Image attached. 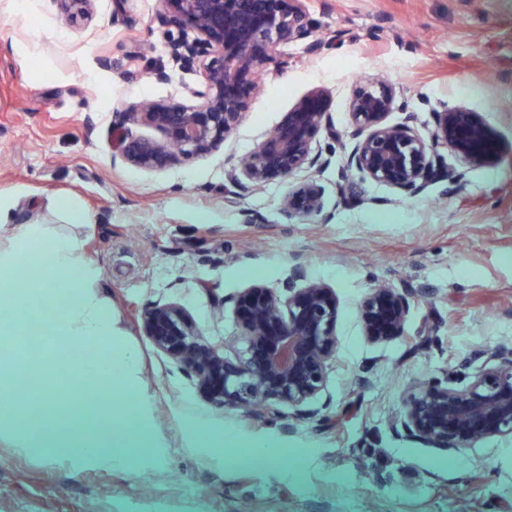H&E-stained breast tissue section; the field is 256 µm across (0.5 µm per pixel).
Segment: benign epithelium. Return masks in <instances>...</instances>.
<instances>
[{"label": "benign epithelium", "instance_id": "benign-epithelium-1", "mask_svg": "<svg viewBox=\"0 0 512 512\" xmlns=\"http://www.w3.org/2000/svg\"><path fill=\"white\" fill-rule=\"evenodd\" d=\"M66 22L85 19L92 0H60ZM160 23L179 36L169 40L171 60L183 69L203 67L204 84L192 92L194 104L171 99L143 101L115 111L114 149L123 161L148 169L209 153L243 120L261 74L288 66L280 47L304 41L310 54L326 43L314 37L315 23L303 0H160ZM396 93L385 80L358 85L349 120L356 142L341 169V190L356 172L402 197H416L438 183L461 182L470 167L499 157V142L482 113L464 105L433 113L423 134L414 113L388 122ZM156 130L138 137L128 125ZM337 141L324 94L313 90L285 113L280 123L228 176L236 192L304 172L281 203L292 220L320 214L324 190L313 153L320 132ZM453 156L458 165L448 163ZM416 290L383 285L360 304L364 336L377 343L404 334ZM242 347L224 352L207 340L180 304L155 303L143 309L141 329L152 344L213 404L260 418L286 405L301 419L316 418L330 405L328 369L338 347L336 292L295 264L278 287L254 284L232 296ZM479 365L462 387L417 381L407 393L393 430L450 451L470 448L492 436H512V347L502 345L476 357Z\"/></svg>", "mask_w": 512, "mask_h": 512}]
</instances>
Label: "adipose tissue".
Wrapping results in <instances>:
<instances>
[{
    "mask_svg": "<svg viewBox=\"0 0 512 512\" xmlns=\"http://www.w3.org/2000/svg\"><path fill=\"white\" fill-rule=\"evenodd\" d=\"M99 276L77 239L51 233L40 224L15 225L8 247L0 250V305L50 307L61 313L54 351L44 357L43 365L50 372L67 365L70 408L90 405L91 373L114 381L101 395L107 416L84 418L83 427L97 430L92 438L82 435V427L72 425L51 395H44L39 421L46 434L38 441L20 422L27 399L15 388L18 363L0 352V442L22 454L41 449L49 463L76 472H126L135 464L147 470L159 465L165 453L150 434L151 403L136 393L139 355L119 331L97 286ZM76 351L82 353V360L69 363L70 354ZM130 415L135 427L123 429Z\"/></svg>",
    "mask_w": 512,
    "mask_h": 512,
    "instance_id": "adipose-tissue-1",
    "label": "adipose tissue"
}]
</instances>
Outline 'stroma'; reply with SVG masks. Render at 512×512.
Returning <instances> with one entry per match:
<instances>
[{"instance_id": "1", "label": "stroma", "mask_w": 512, "mask_h": 512, "mask_svg": "<svg viewBox=\"0 0 512 512\" xmlns=\"http://www.w3.org/2000/svg\"><path fill=\"white\" fill-rule=\"evenodd\" d=\"M329 47L284 46L287 68L263 77L237 130L212 152L164 169L112 159V115L144 100L191 101L202 69L170 64L158 0H94L65 26L57 0H0V196L15 218L79 240L128 342L138 390L165 461L142 473H72L0 444V512H512V439L446 452L393 432L408 387L465 385L477 352L512 342V0H304ZM169 77L157 81L153 69ZM385 77L400 109L427 131L435 112L465 104L502 143L499 161L414 198L355 179L339 190L354 143L356 83ZM323 89L339 141L319 135L327 163L320 215L288 220L278 180L226 198V175L286 112ZM70 197L94 218L50 209ZM254 214L255 223L245 220ZM334 288L336 363L324 424L288 407L258 419L207 402L140 328L142 310L177 302L211 341L239 334L217 301L295 263ZM425 289L405 337L374 343L360 304L375 285ZM247 450L216 464L209 448Z\"/></svg>"}]
</instances>
